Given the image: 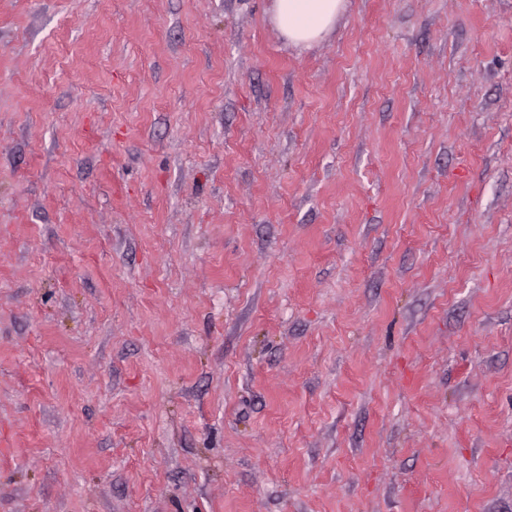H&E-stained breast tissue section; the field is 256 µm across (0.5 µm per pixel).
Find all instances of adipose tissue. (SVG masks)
Wrapping results in <instances>:
<instances>
[{
    "instance_id": "ef3b65f1",
    "label": "adipose tissue",
    "mask_w": 512,
    "mask_h": 512,
    "mask_svg": "<svg viewBox=\"0 0 512 512\" xmlns=\"http://www.w3.org/2000/svg\"><path fill=\"white\" fill-rule=\"evenodd\" d=\"M344 8L345 0H275L272 20L288 43L307 46L334 27Z\"/></svg>"
}]
</instances>
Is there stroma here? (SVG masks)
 Here are the masks:
<instances>
[{
    "instance_id": "obj_1",
    "label": "stroma",
    "mask_w": 512,
    "mask_h": 512,
    "mask_svg": "<svg viewBox=\"0 0 512 512\" xmlns=\"http://www.w3.org/2000/svg\"><path fill=\"white\" fill-rule=\"evenodd\" d=\"M0 0V512H512V0ZM344 8L345 0H275L272 20L288 43L307 46L334 27Z\"/></svg>"
}]
</instances>
